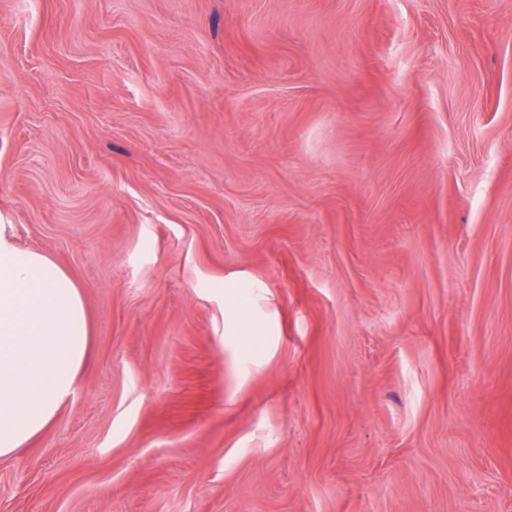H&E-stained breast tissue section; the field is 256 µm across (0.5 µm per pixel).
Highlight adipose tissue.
I'll return each mask as SVG.
<instances>
[{"instance_id": "1", "label": "adipose tissue", "mask_w": 512, "mask_h": 512, "mask_svg": "<svg viewBox=\"0 0 512 512\" xmlns=\"http://www.w3.org/2000/svg\"><path fill=\"white\" fill-rule=\"evenodd\" d=\"M88 346L86 308L72 277L0 234V458L55 420Z\"/></svg>"}]
</instances>
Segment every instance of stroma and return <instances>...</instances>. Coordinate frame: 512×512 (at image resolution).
I'll return each mask as SVG.
<instances>
[{"mask_svg": "<svg viewBox=\"0 0 512 512\" xmlns=\"http://www.w3.org/2000/svg\"><path fill=\"white\" fill-rule=\"evenodd\" d=\"M0 232L90 324L0 512H512V0H0ZM233 319L237 322L239 336L244 344H252L261 339L263 335L262 328L253 319L252 315L243 308L235 306Z\"/></svg>", "mask_w": 512, "mask_h": 512, "instance_id": "obj_1", "label": "stroma"}]
</instances>
